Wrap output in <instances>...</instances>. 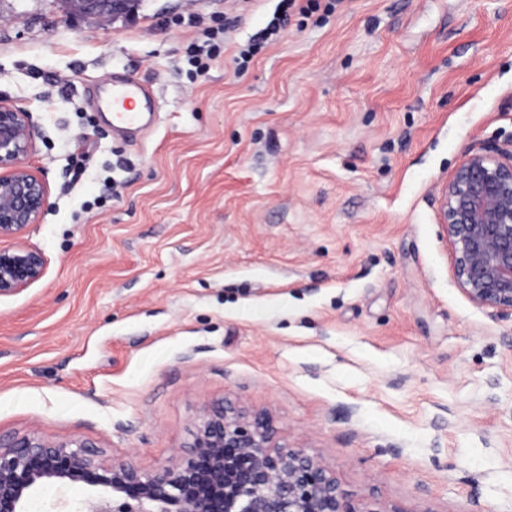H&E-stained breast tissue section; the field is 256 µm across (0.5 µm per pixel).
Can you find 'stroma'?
Returning a JSON list of instances; mask_svg holds the SVG:
<instances>
[{"mask_svg": "<svg viewBox=\"0 0 512 512\" xmlns=\"http://www.w3.org/2000/svg\"><path fill=\"white\" fill-rule=\"evenodd\" d=\"M318 4L241 66L280 0H0V102L49 189L44 275L0 297V433L154 470L228 397L371 512H512V316L461 291L439 201L512 138V0ZM116 74L155 94L144 133L100 109ZM134 0H69L72 11L96 16H112L113 18L127 15L130 4Z\"/></svg>", "mask_w": 512, "mask_h": 512, "instance_id": "35a3bbf8", "label": "stroma"}]
</instances>
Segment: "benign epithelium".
<instances>
[{
  "mask_svg": "<svg viewBox=\"0 0 512 512\" xmlns=\"http://www.w3.org/2000/svg\"><path fill=\"white\" fill-rule=\"evenodd\" d=\"M133 0H69L72 11L114 18ZM29 113L0 103V296L44 275L41 252L22 242L48 188L26 165L33 151ZM441 223L462 292L492 315L512 312V140L471 149L441 188ZM95 488L79 512H360L335 477L302 448L279 444L269 416L230 400L203 410L182 452L145 471L106 462L73 438L31 431L0 436V512H26L45 485Z\"/></svg>",
  "mask_w": 512,
  "mask_h": 512,
  "instance_id": "obj_1",
  "label": "benign epithelium"
}]
</instances>
